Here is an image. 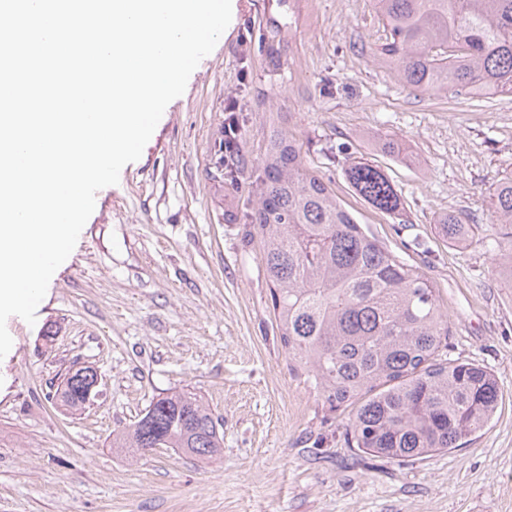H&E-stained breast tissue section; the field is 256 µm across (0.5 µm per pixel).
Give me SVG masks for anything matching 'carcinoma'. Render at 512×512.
I'll use <instances>...</instances> for the list:
<instances>
[{"instance_id":"obj_1","label":"carcinoma","mask_w":512,"mask_h":512,"mask_svg":"<svg viewBox=\"0 0 512 512\" xmlns=\"http://www.w3.org/2000/svg\"><path fill=\"white\" fill-rule=\"evenodd\" d=\"M386 32L377 59L397 78L432 96L476 86L512 93V0H374ZM224 149L226 176L240 174L241 146ZM354 192L373 209L402 215L383 169L354 161ZM244 237L259 238L275 328L290 369L335 410L352 405L350 442L359 454L422 459L457 448L495 417L500 388L493 372L447 357L448 316L438 288L396 255L346 209L299 150L273 136L252 172ZM498 278L512 288V171L490 197ZM451 244L477 225L455 214L437 218ZM80 382L56 391L73 412L85 408ZM213 458L224 436L205 403L176 392L151 402L142 417L112 432V447L148 446Z\"/></svg>"}]
</instances>
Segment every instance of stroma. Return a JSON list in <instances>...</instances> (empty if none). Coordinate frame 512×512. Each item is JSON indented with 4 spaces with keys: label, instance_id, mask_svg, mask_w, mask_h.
<instances>
[{
    "label": "stroma",
    "instance_id": "1",
    "mask_svg": "<svg viewBox=\"0 0 512 512\" xmlns=\"http://www.w3.org/2000/svg\"><path fill=\"white\" fill-rule=\"evenodd\" d=\"M214 50L166 107L141 157L99 190L35 324L13 316L0 359V512H512V288L496 278L487 233L456 247L435 226L451 212L489 221L512 168V97H434L375 58L373 0H233ZM240 115L245 167L286 135L306 167L398 256L435 284L448 355L491 370L489 426L427 460L354 455L349 415L294 376L276 336L261 244L243 237L250 181L215 175L227 106ZM391 136L413 154L382 153ZM388 174L402 215L375 211L344 170ZM89 366L100 394L70 413L51 397ZM198 394L224 431L212 459L110 446L159 396Z\"/></svg>",
    "mask_w": 512,
    "mask_h": 512
}]
</instances>
